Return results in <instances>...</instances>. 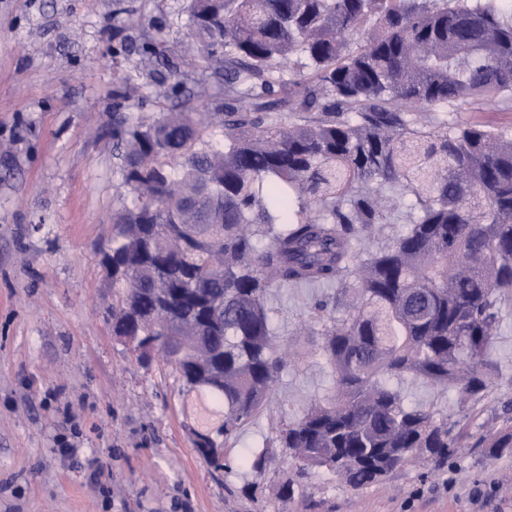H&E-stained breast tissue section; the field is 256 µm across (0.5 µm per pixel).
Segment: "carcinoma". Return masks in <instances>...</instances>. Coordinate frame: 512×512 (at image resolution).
Instances as JSON below:
<instances>
[{"label":"carcinoma","instance_id":"cac0c4a2","mask_svg":"<svg viewBox=\"0 0 512 512\" xmlns=\"http://www.w3.org/2000/svg\"><path fill=\"white\" fill-rule=\"evenodd\" d=\"M510 12L497 0H190L189 36L207 52L169 55L158 21L142 35L140 63L166 96L185 68L213 66L224 94L201 114L119 117L135 202L112 217V319L179 337L161 355L191 390L190 351L224 366L207 388L224 420L189 428L224 449L204 457L214 470L303 362L299 344L280 353L265 307L288 285L334 289L311 330L334 393L242 467L272 472L286 500L315 470L359 490L464 447L460 421L405 403L389 380L452 385L464 410L494 382L512 302V134L456 113L512 103ZM400 214L407 229L361 256L360 240ZM484 443L512 448V423Z\"/></svg>","mask_w":512,"mask_h":512}]
</instances>
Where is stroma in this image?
<instances>
[{"label": "stroma", "instance_id": "1", "mask_svg": "<svg viewBox=\"0 0 512 512\" xmlns=\"http://www.w3.org/2000/svg\"><path fill=\"white\" fill-rule=\"evenodd\" d=\"M0 0V512H512V450L464 448L431 470L408 465L362 490L318 474L276 500L273 476L217 472L189 428L199 407L159 355L140 360L112 331L102 265L112 214L132 195L119 174L112 90L137 57L112 39L164 18L167 49L195 54L187 0ZM319 287L272 289L280 345L314 319ZM502 376L470 412L453 391L404 379L407 402L489 434L512 405V304L491 351ZM318 348L283 371L236 450L331 393Z\"/></svg>", "mask_w": 512, "mask_h": 512}]
</instances>
